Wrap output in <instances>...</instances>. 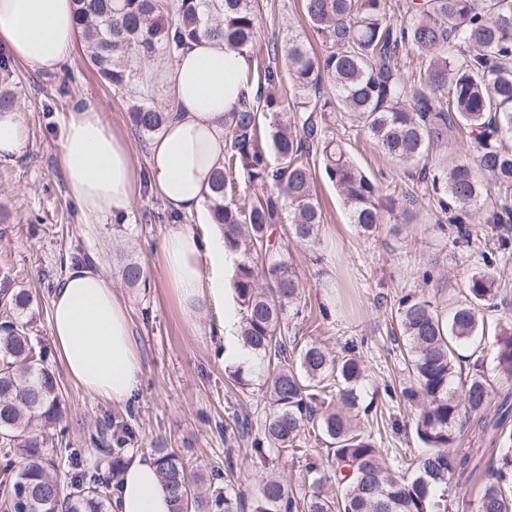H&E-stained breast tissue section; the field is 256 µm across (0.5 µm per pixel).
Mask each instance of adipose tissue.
Masks as SVG:
<instances>
[{"instance_id": "obj_1", "label": "adipose tissue", "mask_w": 512, "mask_h": 512, "mask_svg": "<svg viewBox=\"0 0 512 512\" xmlns=\"http://www.w3.org/2000/svg\"><path fill=\"white\" fill-rule=\"evenodd\" d=\"M76 35L74 0H0V44L39 71H56L71 56ZM247 67L244 53L202 37L156 73L174 111L150 146V186L177 213L201 211L211 173L224 164L225 118L255 95L243 79ZM27 146L20 109L1 110L0 159L21 156ZM60 160L87 217L128 215L135 200L132 155L98 110L69 114ZM161 251L163 283L182 301L223 298L218 274L236 260L223 236L201 237L177 224ZM50 308L52 343L68 376L92 396L130 400L141 368L126 307L111 281L94 269L73 268L53 293ZM111 494L112 512H171L156 458L147 451L129 454Z\"/></svg>"}]
</instances>
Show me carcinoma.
<instances>
[{"label": "carcinoma", "mask_w": 512, "mask_h": 512, "mask_svg": "<svg viewBox=\"0 0 512 512\" xmlns=\"http://www.w3.org/2000/svg\"><path fill=\"white\" fill-rule=\"evenodd\" d=\"M310 27L323 49L316 53L290 33L272 43L268 62L246 70L258 94L243 101L225 122L224 167L213 172L207 196L213 223L224 229L225 246L238 261L233 286L240 307L239 336L259 360L257 373L230 374L242 390L262 381L269 412L251 441L254 467L266 469L275 451H297L302 435L329 440L339 494H301L278 475H269L250 512H448L450 485L466 486L483 469L477 512H512V448L503 437L512 425V390L501 393L493 415L484 360L472 362L463 393L454 385L458 348L474 344L486 313L495 308L502 282L496 251L481 253L482 268L468 276L461 299L449 312L423 294L397 301L393 336L409 384L387 385L414 408V432L423 445L417 474H399L372 435L357 428L366 380L359 348L348 340L331 354L315 342L288 346L283 335L302 313L304 283L277 234L282 211L288 233L315 249L324 224L316 192V167L336 186L358 235L374 239L387 224H412L416 199L366 174L353 160L337 126L350 122L373 140L390 161L418 171L428 203L448 216L437 228L458 246H470L481 224L502 230L498 249L512 244V0H405L403 20H394L389 0H304ZM255 0H75L76 23L90 63L114 88L132 78L129 62L174 55L202 36L221 38L247 54L257 39ZM412 50L418 67L405 74L398 59ZM288 93H283V81ZM169 111L134 107L135 129L149 135L167 122ZM465 136L456 159L429 164L433 149ZM242 174L252 193L234 202L233 174ZM0 320V473L9 479L6 512H109L110 487L124 464L134 431L121 422L110 440L93 443L108 472L88 473L70 453L74 471L64 487L48 457L63 407L59 385L42 347L18 326L30 295L3 291ZM494 360L512 379V321L499 324ZM475 415L479 447L450 452ZM172 512H244L242 492L215 489L204 500L175 452L153 449ZM318 487L327 479L310 457L299 474Z\"/></svg>", "instance_id": "1"}]
</instances>
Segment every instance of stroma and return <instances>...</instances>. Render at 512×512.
Returning a JSON list of instances; mask_svg holds the SVG:
<instances>
[{"mask_svg": "<svg viewBox=\"0 0 512 512\" xmlns=\"http://www.w3.org/2000/svg\"><path fill=\"white\" fill-rule=\"evenodd\" d=\"M258 57L268 55L272 38L288 33L304 37L312 47L320 42L310 28L303 0H257ZM143 63H135V79L121 89L104 84L86 57L83 46L58 70L42 73L15 61L0 45V90L10 92L23 109L28 147L18 158L0 159V286L24 288L31 303L20 321L32 340L49 351L62 391L67 447L52 448L56 473L69 480L68 451H82L85 468L105 463L90 437L105 422L130 419L136 431L129 451L148 450L155 444L173 449L194 477L215 480L257 494L265 477L249 457L254 431L265 418L259 387L241 392L234 386L232 367L224 358L225 302H204L187 310L181 299L161 282L159 244L171 223L164 203L149 187L151 136L138 133L129 120L133 105L147 102L165 106L161 96L144 90L138 79ZM99 109L110 129L129 145L138 187L134 206L125 219L85 218L79 202L69 193L60 162V142L70 112L85 106ZM344 140L356 163L367 173L389 180L403 179L395 166L365 135L346 131ZM324 211L322 244L312 250L290 243L288 252L305 282L303 301L312 315L300 324V340H315L329 352H339L346 339L363 340L360 351L367 373L365 399L376 402L377 412L360 416L359 425L389 457L409 459L420 450L409 408L389 400L385 384L402 386L407 370L391 335L394 303L407 293H425L441 307L459 298L467 277L479 268L480 251L492 248L497 233L484 229L474 248L454 245L436 227L437 216L426 199H418L417 223L380 237L358 236L348 220L333 185L317 179ZM437 260L442 288L424 287L421 273ZM138 262L142 281L129 285L122 276L126 263ZM97 268L112 281V289L125 304L142 363L139 387L133 398L115 403L87 394L65 372L51 349L50 299L72 265ZM499 265L507 286L489 313L485 337L478 349L490 398L506 389V379L494 363L496 326L512 318V250L502 253ZM330 310L321 318L318 310ZM249 416L251 430L238 429L235 416ZM306 455L288 451L274 457V468L287 479L297 477L313 457L326 462L324 438L301 437Z\"/></svg>", "mask_w": 512, "mask_h": 512, "instance_id": "obj_1", "label": "stroma"}]
</instances>
